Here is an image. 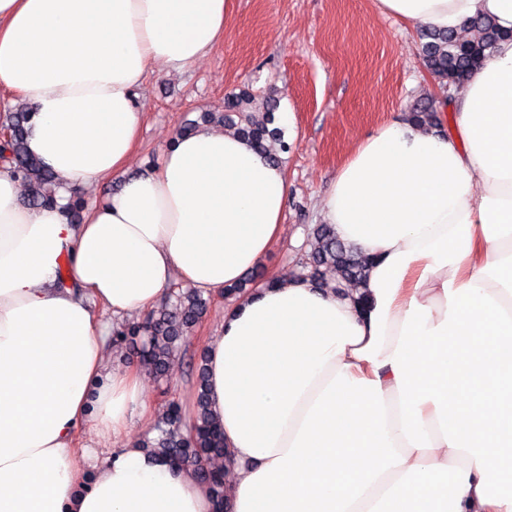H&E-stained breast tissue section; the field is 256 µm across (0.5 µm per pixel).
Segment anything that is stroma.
Here are the masks:
<instances>
[{"label":"stroma","instance_id":"obj_1","mask_svg":"<svg viewBox=\"0 0 512 512\" xmlns=\"http://www.w3.org/2000/svg\"><path fill=\"white\" fill-rule=\"evenodd\" d=\"M420 37L380 14L375 0H234L223 42L183 73L150 75L139 90L143 125L130 169L156 165L186 121L223 109L230 92L269 93L292 112L291 121L275 122L291 146L284 155L289 192L285 239L255 276L295 272L301 246L322 221L319 203L353 148L384 121L437 99ZM224 304L214 293L176 361L170 395L184 417L194 402L189 362L219 326Z\"/></svg>","mask_w":512,"mask_h":512}]
</instances>
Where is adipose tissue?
<instances>
[{"label":"adipose tissue","instance_id":"ef3b65f1","mask_svg":"<svg viewBox=\"0 0 512 512\" xmlns=\"http://www.w3.org/2000/svg\"><path fill=\"white\" fill-rule=\"evenodd\" d=\"M377 3L510 36L450 91V128L387 120L337 170L321 212L364 289L278 272L207 337L226 512H512V0ZM232 9L0 0V85L32 107L28 150L58 183L32 208L0 170V512H212L194 467L126 439L151 412L139 365L109 364L108 323L176 278L234 285L283 238L285 170L235 130L197 127L127 172L137 89L201 60ZM115 178L69 222L73 189ZM86 427L119 448L77 447Z\"/></svg>","mask_w":512,"mask_h":512}]
</instances>
